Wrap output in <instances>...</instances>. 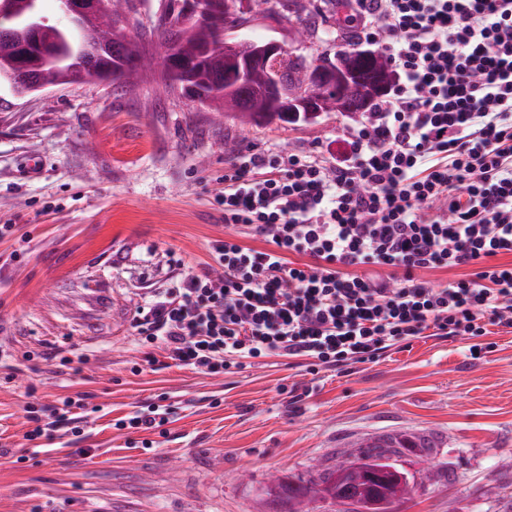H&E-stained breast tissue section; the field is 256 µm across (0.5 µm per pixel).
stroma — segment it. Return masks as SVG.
Returning a JSON list of instances; mask_svg holds the SVG:
<instances>
[{"label":"stroma","mask_w":512,"mask_h":512,"mask_svg":"<svg viewBox=\"0 0 512 512\" xmlns=\"http://www.w3.org/2000/svg\"><path fill=\"white\" fill-rule=\"evenodd\" d=\"M244 9L234 37L310 55L293 38L304 14ZM349 121L243 127L146 79L0 89V225L16 227L0 240V512H286L272 478L295 485L387 437L412 442L391 456L414 485L399 512H512V332L475 356L422 336L314 375L275 356L207 375L136 343L149 296L213 272L211 241L234 234L213 201L234 151L332 148ZM67 395L102 410L85 438L27 440L26 403ZM154 403L163 426L116 427Z\"/></svg>","instance_id":"obj_1"}]
</instances>
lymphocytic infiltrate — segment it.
Returning a JSON list of instances; mask_svg holds the SVG:
<instances>
[{"instance_id": "lymphocytic-infiltrate-1", "label": "lymphocytic infiltrate", "mask_w": 512, "mask_h": 512, "mask_svg": "<svg viewBox=\"0 0 512 512\" xmlns=\"http://www.w3.org/2000/svg\"><path fill=\"white\" fill-rule=\"evenodd\" d=\"M349 25L385 54L387 92L334 150L235 155L214 201L266 249L214 241L220 276L151 295L138 344L217 374L270 355L348 366L428 332L512 329V264L496 261L512 254V0H354ZM461 267L444 286L421 277ZM79 406L28 407L27 439L83 435Z\"/></svg>"}]
</instances>
